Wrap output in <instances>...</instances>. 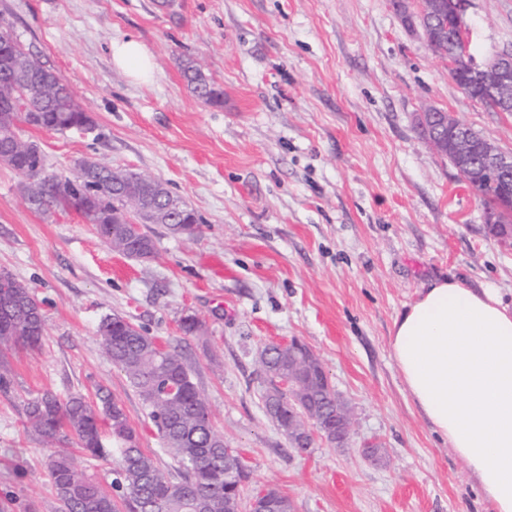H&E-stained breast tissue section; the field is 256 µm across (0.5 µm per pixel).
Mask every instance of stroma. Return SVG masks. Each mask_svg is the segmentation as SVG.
Here are the masks:
<instances>
[{
  "instance_id": "1",
  "label": "stroma",
  "mask_w": 512,
  "mask_h": 512,
  "mask_svg": "<svg viewBox=\"0 0 512 512\" xmlns=\"http://www.w3.org/2000/svg\"><path fill=\"white\" fill-rule=\"evenodd\" d=\"M481 52L512 51V0H467ZM26 49L91 114L89 134L24 131L48 173L92 157L161 179L201 219L194 236L149 225L157 254L112 250L71 209L37 211L0 164V272L28 285L45 322L36 350H9L0 393V512H58L49 446L25 424L46 390L119 401L142 448L170 454L126 375L104 353V315L180 343L214 426L248 478L292 512H491L447 439L411 399L391 357L396 315L421 288L454 278L512 305V246L485 206L425 141L436 108L512 152V112L466 96L448 64L391 0H0ZM134 38L154 64L138 83L115 64ZM194 60L222 94L198 98ZM199 329L183 335L184 316ZM297 338L322 362L353 421L349 447L300 453L267 416L259 352ZM378 444L380 461L365 443Z\"/></svg>"
}]
</instances>
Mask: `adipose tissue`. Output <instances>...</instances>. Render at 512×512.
<instances>
[{"instance_id":"obj_1","label":"adipose tissue","mask_w":512,"mask_h":512,"mask_svg":"<svg viewBox=\"0 0 512 512\" xmlns=\"http://www.w3.org/2000/svg\"><path fill=\"white\" fill-rule=\"evenodd\" d=\"M390 348L493 512H512V308L490 286L435 280L395 317Z\"/></svg>"}]
</instances>
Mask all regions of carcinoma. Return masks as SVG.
Instances as JSON below:
<instances>
[{"mask_svg": "<svg viewBox=\"0 0 512 512\" xmlns=\"http://www.w3.org/2000/svg\"><path fill=\"white\" fill-rule=\"evenodd\" d=\"M430 4L431 0H420L419 9L402 20L409 29L428 37L427 46L446 60L448 42L434 32ZM185 75L199 98L219 101L220 93L194 63H188ZM31 116L37 119L36 128L60 133L83 122L93 124L63 77L25 49L12 27L1 25L0 154H8L16 125ZM16 148L10 167L29 180L27 200L33 209L65 208L69 197L79 196L86 200L81 216L98 236L113 250L140 261L153 258L156 247L145 231L135 238L124 232L123 225L134 215L135 206L154 211V223L177 233L178 223L166 209L172 194L155 178L86 159L71 176L49 175L37 143H19ZM474 190L488 208L496 204L501 192L495 181L479 183ZM7 280L10 287H0V347L38 349L44 336L41 307L27 285L10 275ZM132 326L122 315L102 317L98 325L102 346L139 394L165 449L178 464V477L168 476L141 448L118 401L103 397L99 414L79 395L61 398L43 392L27 400L25 417L44 441L70 437L91 455L111 456L116 463L115 497L87 478L67 450L54 451L47 469L59 512H121L123 508L127 512H233L237 464L224 456V437L214 429L209 403L194 382L182 350L177 346L166 349ZM262 355L273 373H286L304 385L319 416L331 418L336 393L327 378L308 377L302 363L288 358V350L274 343L266 345Z\"/></svg>", "mask_w": 512, "mask_h": 512, "instance_id": "1", "label": "carcinoma"}]
</instances>
